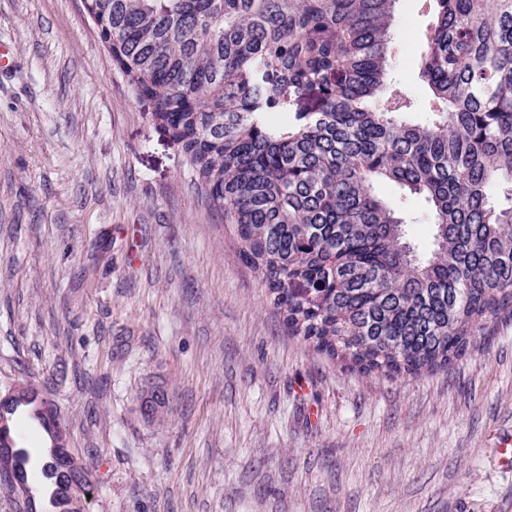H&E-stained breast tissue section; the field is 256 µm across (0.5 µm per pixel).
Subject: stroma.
Instances as JSON below:
<instances>
[{
	"instance_id": "obj_1",
	"label": "stroma",
	"mask_w": 512,
	"mask_h": 512,
	"mask_svg": "<svg viewBox=\"0 0 512 512\" xmlns=\"http://www.w3.org/2000/svg\"><path fill=\"white\" fill-rule=\"evenodd\" d=\"M426 0L392 79L424 119ZM0 385L33 383L92 475L88 512H512V312L422 377L361 375L288 335L221 211L82 0H0ZM410 239L424 203L391 182ZM168 395L159 420L139 400Z\"/></svg>"
}]
</instances>
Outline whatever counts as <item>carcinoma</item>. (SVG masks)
I'll return each mask as SVG.
<instances>
[{
  "label": "carcinoma",
  "mask_w": 512,
  "mask_h": 512,
  "mask_svg": "<svg viewBox=\"0 0 512 512\" xmlns=\"http://www.w3.org/2000/svg\"><path fill=\"white\" fill-rule=\"evenodd\" d=\"M397 0H96L112 61L153 102L290 336L361 374L450 366L512 306V0H428L429 115L393 90ZM423 200L430 249L375 193ZM314 289L304 299L297 281ZM41 470L70 512L60 426Z\"/></svg>",
  "instance_id": "carcinoma-1"
}]
</instances>
